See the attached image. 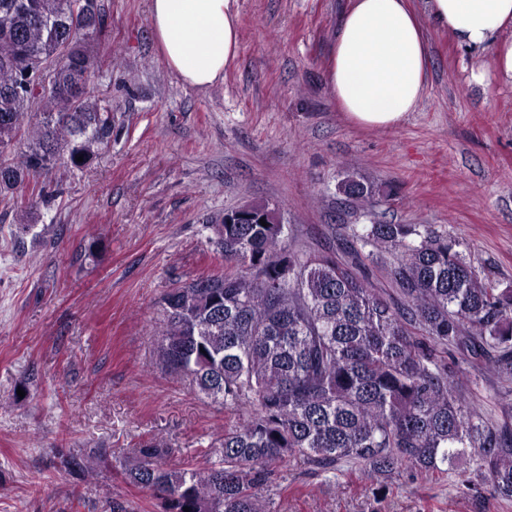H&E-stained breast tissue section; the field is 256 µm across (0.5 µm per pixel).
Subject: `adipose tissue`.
<instances>
[{
	"instance_id": "adipose-tissue-1",
	"label": "adipose tissue",
	"mask_w": 512,
	"mask_h": 512,
	"mask_svg": "<svg viewBox=\"0 0 512 512\" xmlns=\"http://www.w3.org/2000/svg\"><path fill=\"white\" fill-rule=\"evenodd\" d=\"M152 33L181 83L205 90L223 80L239 48L237 0H150ZM488 54L470 71L512 84V0H351L336 29L325 79L340 112L361 127L389 129L416 111L428 78L427 30Z\"/></svg>"
}]
</instances>
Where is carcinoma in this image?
<instances>
[{"instance_id": "1", "label": "carcinoma", "mask_w": 512, "mask_h": 512, "mask_svg": "<svg viewBox=\"0 0 512 512\" xmlns=\"http://www.w3.org/2000/svg\"><path fill=\"white\" fill-rule=\"evenodd\" d=\"M79 2L0 0V195L33 212L50 199L42 175L84 170L112 139V104L94 87L103 14L92 0L95 14L76 25ZM62 37L74 43L66 60ZM25 57L55 64V87L37 99L12 91ZM337 191L364 215L379 193L353 173ZM214 233L230 270L168 290L155 330L162 368L234 411L207 466L168 467L173 448L154 438L115 457L60 448L65 472L88 477L111 457L161 512H272L263 490L291 460L352 461L372 477L444 474L466 459V485L512 501V425L488 421L467 395L473 367L512 381V288L481 276L459 240L377 221L358 234L338 228L340 259L292 248L283 224ZM367 247L394 256L393 294L370 279Z\"/></svg>"}]
</instances>
